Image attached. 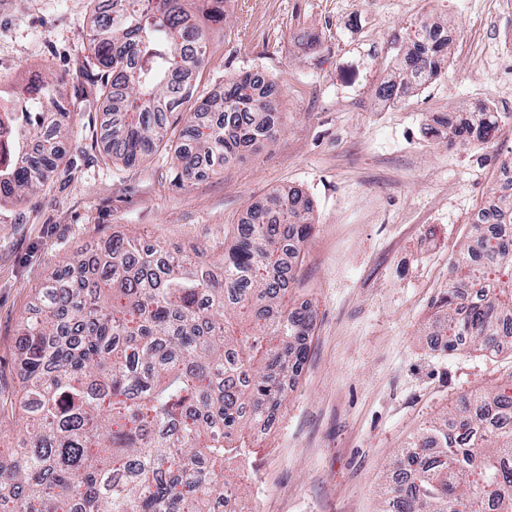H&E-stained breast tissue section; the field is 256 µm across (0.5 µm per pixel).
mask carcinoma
<instances>
[{"instance_id": "cac0c4a2", "label": "carcinoma", "mask_w": 512, "mask_h": 512, "mask_svg": "<svg viewBox=\"0 0 512 512\" xmlns=\"http://www.w3.org/2000/svg\"><path fill=\"white\" fill-rule=\"evenodd\" d=\"M112 0L97 14L88 69L106 77L112 158L134 164L174 143L185 179L201 163L219 172L275 139L273 85L256 73L203 98L189 74L205 64L213 27L231 0ZM403 61L380 87L393 103L428 85L448 59L431 16L415 23ZM0 112L13 137L0 152V202L22 200L58 167L69 135L55 80L39 79ZM487 106L448 129V141L493 139ZM302 192H276L236 225L217 260L170 251L136 235L112 240L94 264L76 253L36 291L39 308L18 328L23 377L10 462L0 463V512H226L231 465L251 432L271 426L298 377L312 313L288 305L284 256L312 230ZM494 224H474L437 302L447 347L497 352L512 338V193ZM249 326L232 335L231 319ZM512 512V381L461 401L400 450L381 512Z\"/></svg>"}]
</instances>
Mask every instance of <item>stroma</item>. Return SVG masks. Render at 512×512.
<instances>
[{"label": "stroma", "instance_id": "35a3bbf8", "mask_svg": "<svg viewBox=\"0 0 512 512\" xmlns=\"http://www.w3.org/2000/svg\"><path fill=\"white\" fill-rule=\"evenodd\" d=\"M494 0H232L199 80L205 95L258 72L274 83L279 132L219 173L181 176L159 148L127 165L103 136L109 103L86 73L93 0H0V89L65 82L73 130L37 194L0 207V405L20 387L17 330L35 290L79 250L135 234L169 250L224 251L234 225L276 190H301L314 227L290 306L313 313L306 358L233 479L243 512H380L396 454L472 393L512 375V350L444 351L435 305L472 230L500 193L495 158L512 152V11ZM432 15L448 62L392 105L378 87L416 21ZM487 105L491 144L449 142Z\"/></svg>", "mask_w": 512, "mask_h": 512}]
</instances>
